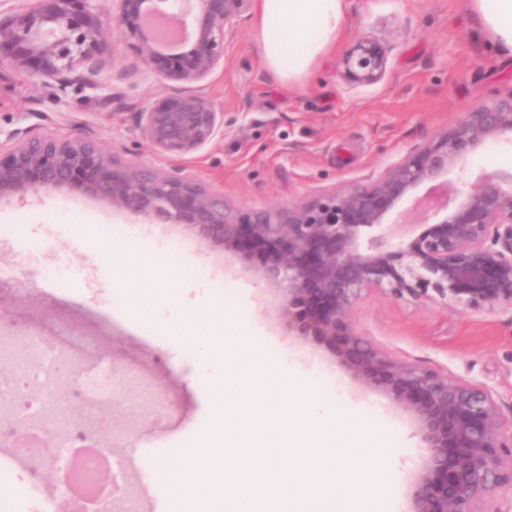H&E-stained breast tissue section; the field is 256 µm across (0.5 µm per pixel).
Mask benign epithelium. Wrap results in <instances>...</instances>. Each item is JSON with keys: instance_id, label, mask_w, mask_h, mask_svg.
Listing matches in <instances>:
<instances>
[{"instance_id": "7a95c632", "label": "benign epithelium", "mask_w": 512, "mask_h": 512, "mask_svg": "<svg viewBox=\"0 0 512 512\" xmlns=\"http://www.w3.org/2000/svg\"><path fill=\"white\" fill-rule=\"evenodd\" d=\"M156 0H0V62L60 90H99L87 62L111 19L144 70L158 80L199 83L224 63L254 0H195L192 34L179 52L148 23ZM350 85L377 83L387 68L381 46L364 37L344 52ZM158 153L182 157L224 131V113L200 93L159 96L131 113ZM489 142L512 147V92L463 113L427 145L410 151L370 186L321 192L288 208L242 210L190 177L121 161L88 136L33 134L0 152V200L40 191L82 193L114 209L180 224L206 246L253 260L254 275L282 293L277 324L325 345L336 363L414 419L427 450L408 512H504L498 489L512 483L503 448L512 417L486 386L394 360L355 329L358 302L371 291L473 312L512 311V173L470 179ZM454 174V206L424 211L421 233L392 240L387 225L423 185Z\"/></svg>"}]
</instances>
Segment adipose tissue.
<instances>
[{
    "instance_id": "1",
    "label": "adipose tissue",
    "mask_w": 512,
    "mask_h": 512,
    "mask_svg": "<svg viewBox=\"0 0 512 512\" xmlns=\"http://www.w3.org/2000/svg\"><path fill=\"white\" fill-rule=\"evenodd\" d=\"M495 52L512 58V0H469ZM349 0H257L254 29L264 62L285 86H302L336 51Z\"/></svg>"
}]
</instances>
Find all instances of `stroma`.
Wrapping results in <instances>:
<instances>
[{
    "mask_svg": "<svg viewBox=\"0 0 512 512\" xmlns=\"http://www.w3.org/2000/svg\"><path fill=\"white\" fill-rule=\"evenodd\" d=\"M361 37L387 56L383 78L351 86L338 74L339 54L324 59L302 88L285 87L265 66L252 19L224 47V66L197 92L224 114V132L184 157L154 151L129 113L185 84L148 78L121 34L108 30L91 61L113 98L28 79L0 67V144L49 133L94 138L115 157L188 176L243 208L285 207L358 182L371 184L409 151L427 144L461 113L512 92V63L498 57L468 0H351L344 44ZM135 239L169 246L182 270L180 287L208 286L214 299L265 333L287 364L320 374L334 399L377 419L389 437L382 465L397 488L393 512H407L426 450L409 414L337 365L321 344L288 336L275 321L281 294L259 281L243 259L207 248L179 224H151L76 192L0 201V375L24 374L33 345L66 359L71 371L115 369L117 400L103 407L108 427L87 422L89 437L107 436L112 451L135 463L122 501L139 512H169L149 476L175 467L210 418L211 371L186 347L147 322L126 321L125 297L112 286V243ZM355 325L395 359L483 384L512 410V314L462 312L366 294ZM55 488L53 512H82L85 503L57 489L55 472L0 474V512H42L30 483Z\"/></svg>",
    "mask_w": 512,
    "mask_h": 512,
    "instance_id": "obj_1",
    "label": "stroma"
}]
</instances>
